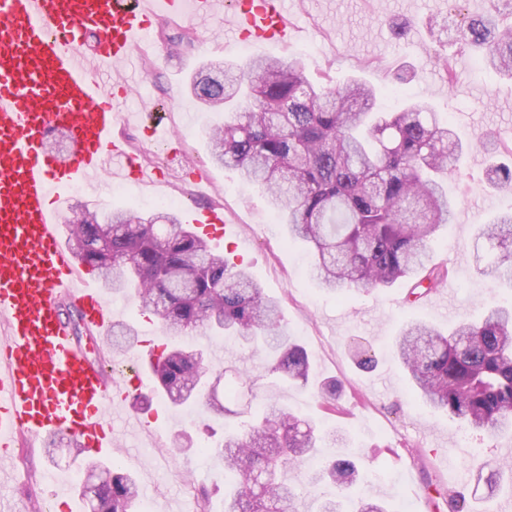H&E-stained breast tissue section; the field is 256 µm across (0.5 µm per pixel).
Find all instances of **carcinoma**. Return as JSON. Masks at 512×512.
Instances as JSON below:
<instances>
[{"label": "carcinoma", "instance_id": "obj_1", "mask_svg": "<svg viewBox=\"0 0 512 512\" xmlns=\"http://www.w3.org/2000/svg\"><path fill=\"white\" fill-rule=\"evenodd\" d=\"M503 4L495 0L490 12L469 18L461 36L482 50L487 68L512 73V27H498ZM191 92L211 111L235 114L207 131L212 161L269 195L287 242L313 251L322 290L343 295L407 280L406 303L414 305L447 282L449 267L431 263L429 242L457 209L447 181L464 147L448 117L423 102L380 112L374 89L355 79L316 86L300 58L258 56L244 68L215 61L193 78ZM486 182L512 191V169L492 165ZM69 223L77 255L98 270L105 290L131 296L167 335L204 331L260 346L270 373L309 385V353L282 324L279 301L175 213H99L78 202ZM483 236L491 257L484 274L512 287V210L495 216ZM107 342L123 353L138 342V330L120 322ZM395 349L418 401L490 438L512 433V304L446 333L409 321ZM150 368L158 393L182 406L202 395L207 354L184 343L166 346ZM326 439L340 434L318 435L270 399L241 426L225 429L214 449L224 462V512H388L346 496L360 481L348 459L321 463L305 493L286 482L288 467L314 457ZM484 469L489 489L512 487L511 466ZM86 471L80 493L91 512H137L132 476L100 461ZM443 506L464 512L465 496L435 504Z\"/></svg>", "mask_w": 512, "mask_h": 512}]
</instances>
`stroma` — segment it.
<instances>
[{"instance_id": "1", "label": "stroma", "mask_w": 512, "mask_h": 512, "mask_svg": "<svg viewBox=\"0 0 512 512\" xmlns=\"http://www.w3.org/2000/svg\"><path fill=\"white\" fill-rule=\"evenodd\" d=\"M490 0H285L288 19L298 26V38L285 47L267 50L270 58H302L313 82H343L359 78L378 90L377 104L386 112L400 111L407 100H426L448 113L461 140L491 133L501 145L500 161H512V78L486 69L482 53L461 40L465 18L486 14ZM225 15L206 22L171 19L152 33L143 54L149 71L130 79L134 92L116 136L129 153L147 168L167 175L160 185H137L102 180L97 186L100 211L131 207L143 214L158 212L163 198L186 182L179 164L191 162L205 182L187 194L175 212L222 203L237 235L220 242L218 250L242 263L270 295L281 303L289 332L297 336L313 359L316 381L337 380L343 385L342 412L324 413L315 388L302 389L268 373L261 353L241 352L231 342L197 333L198 348L220 352L211 362L212 376L233 365L254 382L257 396L273 395L295 414L340 430L345 440L327 446L325 456L354 459L364 475V496L401 512L403 501L416 489L435 484L470 493L472 512H495L497 500H483L478 465L504 460L512 435L491 440L460 426L446 414L430 411L407 393L408 383L394 352V339L410 319L449 329L462 320L479 319L492 305L512 302V289L494 284L478 271L477 233L498 212L512 207V195L485 189L488 158L474 149L448 178V194L465 210V222H452L431 244V259L446 264L452 277L428 300L408 306L409 287L401 281L390 288L355 290L344 297L321 291L309 274L311 257L303 244H286L284 225L278 224L265 194L242 182L234 170L209 159L206 131L223 123L224 113L206 110L187 84L192 73L210 60L245 63L256 56L253 46L241 47L227 38ZM188 30L191 43L170 56L165 37ZM453 57L455 82H448L437 54ZM177 116L182 129L180 161L169 149L151 143L141 127L146 101ZM374 356L377 366L366 372L357 361ZM140 394L158 410L156 422H129L133 407L118 413L114 426L122 442L111 460L135 477L142 498L153 512H195L194 488L209 486L211 512L224 510V466L215 456L204 457L200 446L222 438L225 427L240 423L245 402L233 403L224 419L210 415L203 404L173 408L160 401L147 367ZM86 459L59 444L47 452L38 441L25 440L0 459V499L13 502L16 512H65L52 496L47 475L81 482ZM29 473L28 485L6 480L9 470Z\"/></svg>"}]
</instances>
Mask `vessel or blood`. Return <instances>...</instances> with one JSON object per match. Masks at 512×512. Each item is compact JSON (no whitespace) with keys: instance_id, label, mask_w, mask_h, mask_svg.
I'll use <instances>...</instances> for the list:
<instances>
[{"instance_id":"b4317fda","label":"vessel or blood","mask_w":512,"mask_h":512,"mask_svg":"<svg viewBox=\"0 0 512 512\" xmlns=\"http://www.w3.org/2000/svg\"><path fill=\"white\" fill-rule=\"evenodd\" d=\"M221 0H0V448L21 438L71 437L82 452L111 454L112 414L129 382L92 361L63 320L64 305L106 339L112 305L90 270L61 240L58 212L72 185L120 172L160 179L114 136L130 98L126 81L103 82L114 66H136L140 41L164 21L215 15ZM236 38L283 46L296 28L282 0H235ZM67 130V157L50 146ZM212 240L229 232L224 208L188 212Z\"/></svg>"}]
</instances>
